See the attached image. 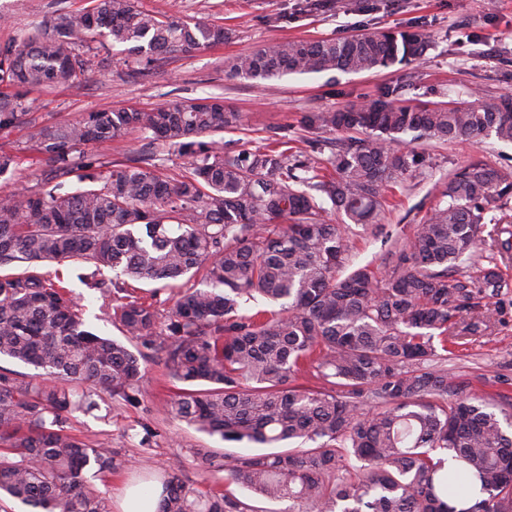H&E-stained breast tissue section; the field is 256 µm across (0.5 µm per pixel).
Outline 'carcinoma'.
I'll return each instance as SVG.
<instances>
[{"mask_svg":"<svg viewBox=\"0 0 512 512\" xmlns=\"http://www.w3.org/2000/svg\"><path fill=\"white\" fill-rule=\"evenodd\" d=\"M49 28L0 44V176L19 169L10 136L26 130L44 180L0 197V358L36 376L0 372V499L28 512H110L91 479L117 467L112 450L71 433L70 415L97 409L95 390L139 403L142 350L159 355L182 384L169 411L198 432L263 453L195 451L224 480L288 512H512V418L465 382L433 366L464 315L489 326L490 300L507 286L497 267L456 277L463 256L486 244V205L512 197V174L471 162L448 175L439 204L394 243L384 267L349 266V240L332 212L365 228L385 191L426 157L411 140L512 143V97L497 104L403 103L400 87L339 112H304L312 135L350 133L319 167L285 127L263 144L224 151L209 139L236 129L242 113L210 97L149 111L88 112L57 126L32 117L31 93L85 78L89 57L121 45L143 70L181 52L229 40L234 30L157 15L138 0H92ZM427 48L415 32L296 39L242 53L234 78L272 81L293 73L356 74L388 68ZM138 133L151 157L186 160L178 177L142 158L106 160L104 146ZM330 201L332 208L325 207ZM79 261L110 298L126 341L85 327L82 308L45 263ZM120 277L105 287L96 272ZM204 269V288L172 298L166 319L130 291L142 280L175 282ZM263 298L277 310L242 311ZM303 373L319 385L297 383ZM478 493L456 508L448 499ZM155 512H253L231 492L201 490L178 469L163 480Z\"/></svg>","mask_w":512,"mask_h":512,"instance_id":"1","label":"carcinoma"}]
</instances>
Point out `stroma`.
Returning a JSON list of instances; mask_svg holds the SVG:
<instances>
[{
	"instance_id": "obj_1",
	"label": "stroma",
	"mask_w": 512,
	"mask_h": 512,
	"mask_svg": "<svg viewBox=\"0 0 512 512\" xmlns=\"http://www.w3.org/2000/svg\"><path fill=\"white\" fill-rule=\"evenodd\" d=\"M90 0H0V43L59 14L88 7ZM143 9L176 12L191 22L202 21L235 29L232 41L190 54H175L147 72L126 62L120 47L110 56L93 57L78 85L37 93L36 117L46 125L72 121L86 112L135 107L149 110L181 99L223 97L244 116V127L219 133L225 150L255 146L267 128L285 126L312 162L322 163L344 139L341 131L326 132L308 142L298 126L304 112H332L376 97L388 86H401L408 103L448 101L496 103L512 96V0H336L329 12H303L302 0H140ZM291 18L274 28L265 18L281 10ZM423 31L426 52L412 61L358 74L290 75L252 82L228 76L224 63L254 47L292 39H340L392 30ZM425 166L407 172L388 192L389 210L379 218L380 229L351 226L350 265L384 262L392 238L411 233L425 214L441 201L449 174L478 160L499 170H512V144L479 137L470 144L419 142ZM495 262L509 285L492 299L494 319L489 329L464 334L448 356L449 373L468 378L477 392L493 395L497 408L512 414V250H482L475 263ZM85 264L65 261L44 265L47 276H61L81 301L89 329L121 338L108 315L109 301L87 288L78 276ZM138 405L102 397L92 413H73V434L86 440H107L118 464L102 487L110 503H118L125 485L159 486L171 468H179L187 483L206 487L224 482L223 473L203 466L196 449L223 455L219 437L198 432L165 412L176 391L162 361L148 356Z\"/></svg>"
}]
</instances>
